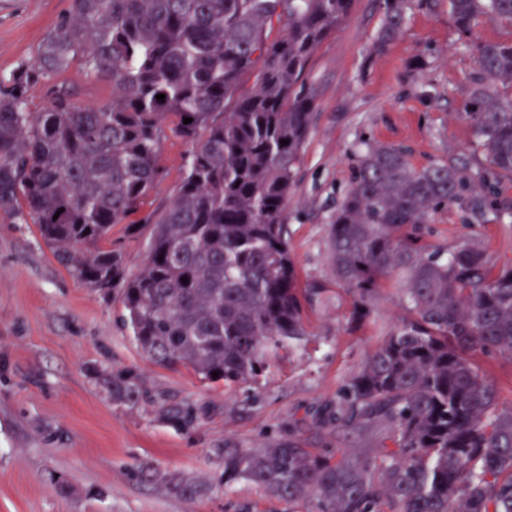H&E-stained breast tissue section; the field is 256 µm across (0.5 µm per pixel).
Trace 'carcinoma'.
I'll return each instance as SVG.
<instances>
[{
  "label": "carcinoma",
  "mask_w": 512,
  "mask_h": 512,
  "mask_svg": "<svg viewBox=\"0 0 512 512\" xmlns=\"http://www.w3.org/2000/svg\"><path fill=\"white\" fill-rule=\"evenodd\" d=\"M352 0H71L32 59L0 76V210L34 224L56 260L104 297L151 361L248 391L271 363L310 342L285 206L315 94L303 82L317 47ZM457 28L480 18L512 24V0H448ZM407 0H381L373 42L402 30ZM276 38H271L272 33ZM476 72L465 117L491 181L473 186L451 163L416 169L403 150L367 146L329 227L336 285L366 320L393 271L407 311L343 384L336 425L386 427L395 448L315 453L298 439L226 444L224 484L243 480L308 512H512V410L471 360L512 359V267L494 271L472 237L449 253L423 241L435 213L466 206L485 223L493 181L512 176V44H473ZM79 65L112 85V100L78 107L57 76ZM256 73L243 93V78ZM48 86L46 104L30 95ZM165 95L164 100L156 95ZM193 121L185 124L183 119ZM198 142L172 203L128 225L149 232L127 276L112 226L139 212L162 178L165 122ZM288 144L283 145L281 141ZM187 278L184 283L181 278ZM218 376H212V373ZM112 400L141 397L137 375L108 380ZM160 417L195 425L189 403Z\"/></svg>",
  "instance_id": "obj_1"
}]
</instances>
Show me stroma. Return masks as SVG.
<instances>
[{
  "mask_svg": "<svg viewBox=\"0 0 512 512\" xmlns=\"http://www.w3.org/2000/svg\"><path fill=\"white\" fill-rule=\"evenodd\" d=\"M69 0H0V75L31 59ZM382 20L375 0H353L346 20L313 53L306 84L315 90L309 134L288 193V248L299 284L320 288L306 304L311 343L270 369L255 394L230 392L183 367L160 366L124 325L118 297L74 280L32 224L0 217V512H284V503L246 482H224L225 443L256 448L296 437L315 451L379 448L386 433L330 424L337 393L380 341L381 326L404 315L396 276L382 279L369 320L348 322L353 297L337 286L328 235L367 145L403 149L417 169L448 161L480 184L485 156L463 115L477 42H512V26L484 21L462 33L448 0H410L405 25L385 52H373ZM76 105H103L111 86L79 66L62 75ZM164 176L142 206L165 208L193 151L167 123ZM479 235L491 265L512 267V223L481 224L453 206L435 214L426 243L451 248ZM136 374L143 395L113 401L105 377ZM187 401L199 420L183 429L159 416ZM177 475L185 495L142 479Z\"/></svg>",
  "mask_w": 512,
  "mask_h": 512,
  "instance_id": "35a3bbf8",
  "label": "stroma"
}]
</instances>
